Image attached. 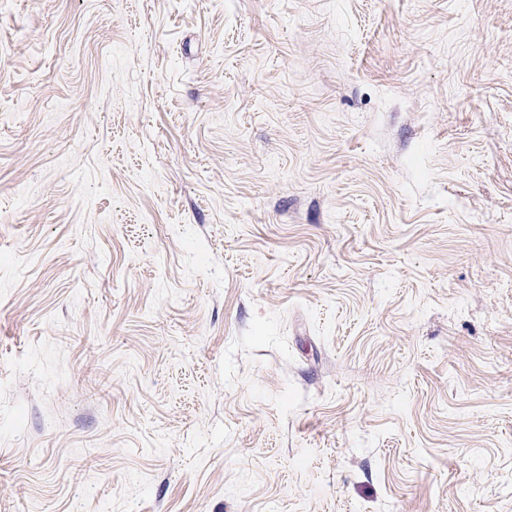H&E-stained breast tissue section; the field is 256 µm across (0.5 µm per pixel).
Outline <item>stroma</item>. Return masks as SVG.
I'll return each instance as SVG.
<instances>
[{"instance_id": "obj_1", "label": "stroma", "mask_w": 512, "mask_h": 512, "mask_svg": "<svg viewBox=\"0 0 512 512\" xmlns=\"http://www.w3.org/2000/svg\"><path fill=\"white\" fill-rule=\"evenodd\" d=\"M0 512H512V0H0Z\"/></svg>"}]
</instances>
